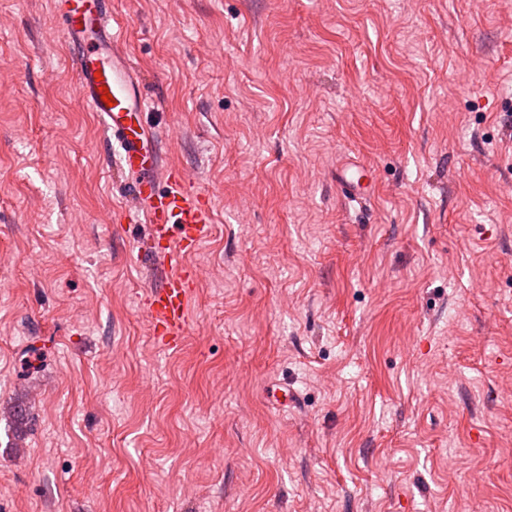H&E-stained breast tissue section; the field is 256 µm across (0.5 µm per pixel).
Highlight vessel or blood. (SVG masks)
<instances>
[{
    "instance_id": "b4317fda",
    "label": "vessel or blood",
    "mask_w": 512,
    "mask_h": 512,
    "mask_svg": "<svg viewBox=\"0 0 512 512\" xmlns=\"http://www.w3.org/2000/svg\"><path fill=\"white\" fill-rule=\"evenodd\" d=\"M59 28L78 74L79 97L103 119L107 140L117 141L118 161L130 178L135 205L128 223L148 227L144 246L161 269L150 280L140 313L156 336L178 345L190 327V307L200 272L186 262L211 231L208 196L194 189L181 171L166 163L158 134L143 125L147 107L137 63L112 29V0H57ZM110 101H103V94Z\"/></svg>"
}]
</instances>
